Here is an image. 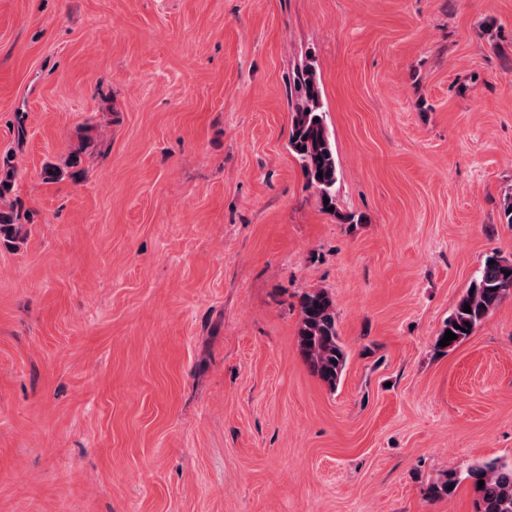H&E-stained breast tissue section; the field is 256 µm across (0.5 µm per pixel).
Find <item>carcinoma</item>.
<instances>
[{"label":"carcinoma","mask_w":512,"mask_h":512,"mask_svg":"<svg viewBox=\"0 0 512 512\" xmlns=\"http://www.w3.org/2000/svg\"><path fill=\"white\" fill-rule=\"evenodd\" d=\"M290 94L294 95V100L290 101L288 146L307 186L314 190L321 209L333 208V214L341 223H363L361 215L341 214L336 210L338 167L313 60L297 68ZM80 165L81 158L77 154L71 155L63 168L47 164L42 171L43 180L57 182L68 177L77 181L84 176ZM15 179L16 170L10 161L0 162V239L6 241L16 239L22 228L30 223V210L13 194ZM511 295L512 259L493 253L487 257L470 290L460 298L440 330L439 341L448 330L457 335L442 351L452 350L466 340L489 312ZM466 305L470 306L471 312L463 311ZM298 307L299 352L310 371L333 390L340 382L347 360L338 333L334 301L328 292L314 289L301 294ZM468 477L476 482L484 481L483 487L476 488L477 512H512V464H477L468 470Z\"/></svg>","instance_id":"cac0c4a2"}]
</instances>
